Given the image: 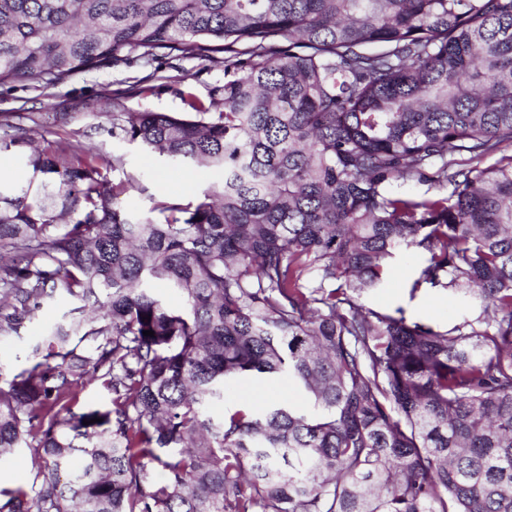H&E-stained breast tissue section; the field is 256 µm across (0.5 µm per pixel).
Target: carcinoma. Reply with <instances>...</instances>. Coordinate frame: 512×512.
Wrapping results in <instances>:
<instances>
[{
	"label": "carcinoma",
	"instance_id": "cac0c4a2",
	"mask_svg": "<svg viewBox=\"0 0 512 512\" xmlns=\"http://www.w3.org/2000/svg\"><path fill=\"white\" fill-rule=\"evenodd\" d=\"M164 48L228 54L222 98L112 130L222 171L196 202L135 217L115 160L9 142L30 176L0 186V338L56 296L99 312L0 384V463L38 470L0 512H512V0H0V83ZM403 249L411 293L476 316L365 307ZM89 374L108 404L81 405ZM283 374L306 405L210 415Z\"/></svg>",
	"mask_w": 512,
	"mask_h": 512
}]
</instances>
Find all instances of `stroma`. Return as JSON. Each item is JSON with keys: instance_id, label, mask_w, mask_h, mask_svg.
I'll list each match as a JSON object with an SVG mask.
<instances>
[{"instance_id": "obj_1", "label": "stroma", "mask_w": 512, "mask_h": 512, "mask_svg": "<svg viewBox=\"0 0 512 512\" xmlns=\"http://www.w3.org/2000/svg\"><path fill=\"white\" fill-rule=\"evenodd\" d=\"M224 83V56L203 60L158 50L153 61L130 53L100 68L70 75L62 82L43 87L24 81L0 84V142L18 137L66 138L83 148L97 149L116 158L107 169L109 181L134 175L139 183L119 205L137 216H153L158 201H196L203 188L220 180L219 172L182 167L171 170L158 159L142 153L122 137L113 135L115 113L150 109L180 112L183 91L210 100ZM420 263L417 253L403 251L392 262L384 288L365 296L362 303L376 311L403 308L407 317L445 328L468 316L458 297L442 289H427L410 295L409 283ZM78 305L77 300L57 297L43 307L40 319L25 323L18 335L0 339V375L8 377L28 364L27 357L47 321L61 317ZM227 404L247 400L264 407L273 400L302 401L303 396L288 376L231 386Z\"/></svg>"}]
</instances>
